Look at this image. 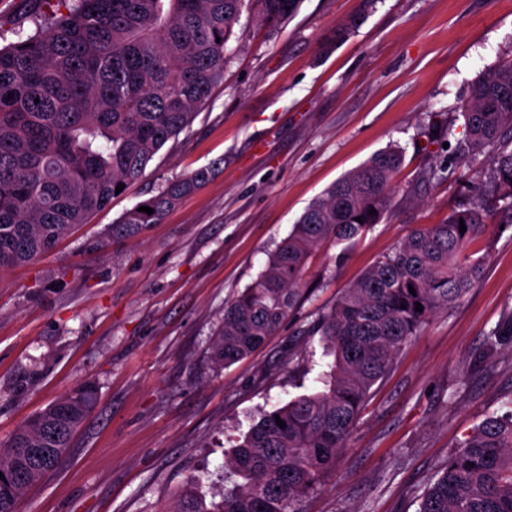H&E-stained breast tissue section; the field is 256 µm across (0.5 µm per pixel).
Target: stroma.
<instances>
[{
    "label": "stroma",
    "instance_id": "stroma-1",
    "mask_svg": "<svg viewBox=\"0 0 512 512\" xmlns=\"http://www.w3.org/2000/svg\"><path fill=\"white\" fill-rule=\"evenodd\" d=\"M226 52L223 82L141 180L53 251L0 271V443L77 385L97 393L69 456L20 512H167L187 478L220 489L238 439L311 390L298 372L321 348L308 324L413 228L477 194L485 157L456 161L447 147L466 135L456 114L472 84L512 62V0H303L276 26L253 8ZM387 148L404 161L380 223L315 248L278 332L215 365L226 302L313 200ZM219 158L222 171L161 223L109 235L126 209ZM471 249L483 279L402 348L298 512H417L462 435L512 398V345L484 346L512 315V227Z\"/></svg>",
    "mask_w": 512,
    "mask_h": 512
}]
</instances>
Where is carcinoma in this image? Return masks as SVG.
<instances>
[{"label": "carcinoma", "instance_id": "1", "mask_svg": "<svg viewBox=\"0 0 512 512\" xmlns=\"http://www.w3.org/2000/svg\"><path fill=\"white\" fill-rule=\"evenodd\" d=\"M253 1L269 23L291 18L303 2L34 0L25 17L34 31L0 47V270L35 260L74 226L90 223L118 196V185L140 180L155 155L193 124L224 79L226 44ZM459 116L466 136L454 154L488 157L480 195L443 223L411 232L309 325L306 335L320 337L327 357L318 389L248 430L225 461L219 501L207 502L192 477L171 512H297V502L336 467L371 388L400 348L483 277L484 262L467 253L469 245L494 217L512 224V64L483 74ZM401 164L398 151L383 150L307 207L267 269L226 304L210 351L214 363L245 358L279 329L301 297L314 246L352 240L379 223ZM220 165L169 182L126 210L112 234L160 223ZM95 403L96 389L85 383L0 448V512H18L24 491L58 467ZM508 405L459 440L417 512H512V398ZM29 448L46 454L16 471Z\"/></svg>", "mask_w": 512, "mask_h": 512}]
</instances>
